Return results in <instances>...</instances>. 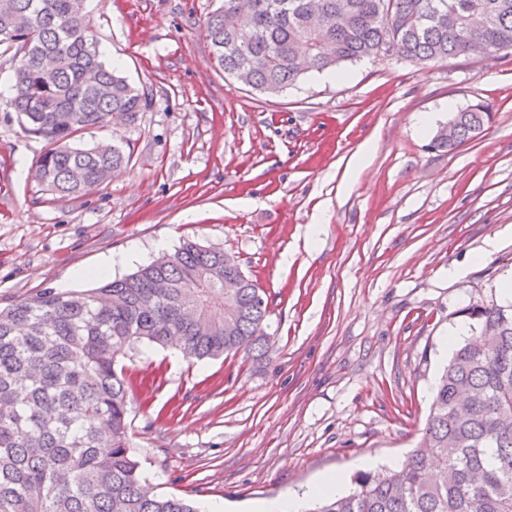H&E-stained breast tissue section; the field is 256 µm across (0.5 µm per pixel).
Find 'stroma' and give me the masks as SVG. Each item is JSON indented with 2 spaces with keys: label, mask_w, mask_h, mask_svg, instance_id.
Masks as SVG:
<instances>
[{
  "label": "stroma",
  "mask_w": 512,
  "mask_h": 512,
  "mask_svg": "<svg viewBox=\"0 0 512 512\" xmlns=\"http://www.w3.org/2000/svg\"><path fill=\"white\" fill-rule=\"evenodd\" d=\"M223 4L86 0L103 60L151 102L85 134L131 160L75 199L33 176L47 144L18 122L0 45V307L97 287L102 261L134 246L144 264L187 238L232 253L269 300L267 358L135 345L118 359L134 380L129 448L153 494L310 510L324 475L407 458L463 309L512 302V52L428 65L381 52L270 96L215 66L206 22ZM477 102L486 130L432 148Z\"/></svg>",
  "instance_id": "stroma-1"
}]
</instances>
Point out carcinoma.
Listing matches in <instances>:
<instances>
[{"instance_id":"obj_1","label":"carcinoma","mask_w":512,"mask_h":512,"mask_svg":"<svg viewBox=\"0 0 512 512\" xmlns=\"http://www.w3.org/2000/svg\"><path fill=\"white\" fill-rule=\"evenodd\" d=\"M81 0H12L0 44L15 48L11 105L25 133L48 141L34 177L60 199L102 185L129 163L80 144L118 115L133 122L148 94L101 59ZM236 0L207 20L215 63L277 94L311 69L381 50L416 64L512 50V0ZM46 56L58 67L45 71ZM492 118L480 103L438 131L436 149L477 138ZM235 256L185 241L97 288H43L0 308V512H197L185 499L143 491L128 448L130 379L118 356L147 341L179 342L201 360L268 353L269 307ZM472 336L433 387L422 448L398 470L365 473L318 512H512V308L464 310Z\"/></svg>"}]
</instances>
